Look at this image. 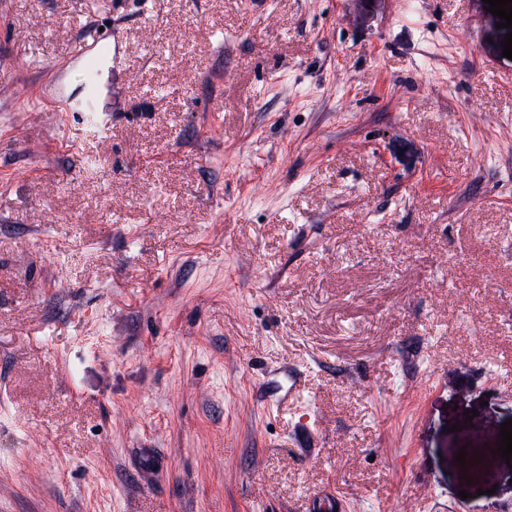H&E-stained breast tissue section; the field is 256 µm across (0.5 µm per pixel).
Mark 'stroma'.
<instances>
[{"label":"stroma","instance_id":"obj_1","mask_svg":"<svg viewBox=\"0 0 512 512\" xmlns=\"http://www.w3.org/2000/svg\"><path fill=\"white\" fill-rule=\"evenodd\" d=\"M497 21L0 0V512H512ZM97 29L121 70L63 111Z\"/></svg>","mask_w":512,"mask_h":512}]
</instances>
